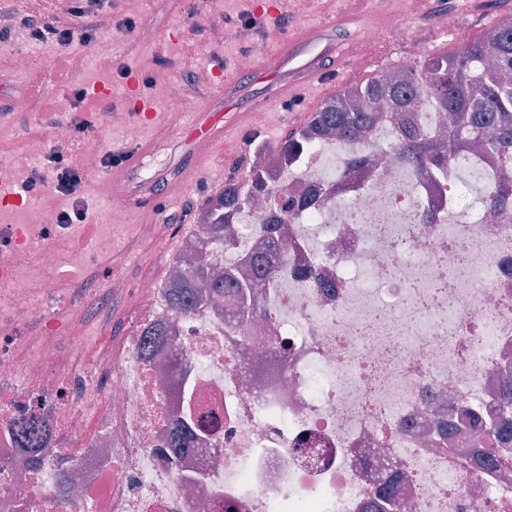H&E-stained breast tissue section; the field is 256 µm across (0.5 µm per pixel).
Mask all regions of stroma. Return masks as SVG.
Returning a JSON list of instances; mask_svg holds the SVG:
<instances>
[{"instance_id": "1", "label": "stroma", "mask_w": 512, "mask_h": 512, "mask_svg": "<svg viewBox=\"0 0 512 512\" xmlns=\"http://www.w3.org/2000/svg\"><path fill=\"white\" fill-rule=\"evenodd\" d=\"M105 25L96 34L91 45L77 43L64 47L50 40L43 43L29 41L23 29H15L12 37L0 38V94L15 95L28 92L31 84L41 83L39 94L44 111L14 112L0 117V162L11 171L29 178L37 161L27 154L30 140H41L45 148L56 145L55 120L58 114L70 118H84L82 106L77 105L75 90L84 89L97 94L100 110L112 115V137L96 143L95 129H87L72 144L69 152L81 155L88 145L98 151H119L125 148L122 130L135 109V100H142L153 114L141 125V141L151 143L152 152L143 168L130 176L134 193L159 195L161 206L153 212L128 211L121 228L112 232V251L96 260V267H110L127 282H135L144 263L163 267L171 252L157 246L153 227L174 224L190 228L195 214L210 194L223 190V182L213 180L214 170L227 176H241L242 163L256 142L276 145L288 132L301 126L311 111L325 98L323 89L309 86L302 95L286 101H273L268 87L253 85L248 73L237 66L239 57L251 53L255 44L265 51L275 50L296 30L318 24L342 8V0H315L313 10L306 14H291L284 25L276 20L285 12L284 0H142L137 11H129L125 0H102ZM370 18L407 21L416 38L428 44L431 53L444 54L463 40L478 34L482 28L501 17L512 14V0H430L425 15H416L412 0H370ZM258 12V20L267 28L266 39L241 29L244 12ZM459 16L457 34L444 33L441 18L448 12ZM286 13V12H285ZM219 17L223 20L222 41H214L209 25H200V17ZM133 21L134 31H126V21ZM152 25L156 39L142 43L138 30ZM31 58L28 69L15 71L11 61L17 53ZM364 66L344 67L338 76L339 85L355 83L382 68L397 64L403 49L387 41L360 48ZM196 70L210 77L206 99L208 111L198 116L199 122L234 120V113L226 112L224 98L218 88L226 81L239 79L244 84L242 100L251 104L272 103L267 126L260 139H245L242 146L228 147L208 156H198L191 132L175 133L181 123L180 113L171 110L167 96L172 86L181 85L185 71ZM75 296L82 299L89 318L99 322L108 332L122 329L118 303L108 295L75 282Z\"/></svg>"}]
</instances>
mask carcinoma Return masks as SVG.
Segmentation results:
<instances>
[{
  "mask_svg": "<svg viewBox=\"0 0 512 512\" xmlns=\"http://www.w3.org/2000/svg\"><path fill=\"white\" fill-rule=\"evenodd\" d=\"M423 111L453 114L455 122L445 138L448 148L467 142L473 149L499 155L504 167L512 165V15L446 54L425 57L403 84L396 82L389 66L338 90L307 122L288 133L279 149L288 157L312 154L332 135L347 147L364 140L384 112ZM397 153L411 170L435 167L441 174L447 173L444 155L415 127L403 130ZM261 194L273 196L257 171L245 172L242 179L227 183L223 191L208 199L212 203L210 223L218 230L223 228L228 219L225 211L236 205L248 207ZM253 266L255 273L267 280L282 273L279 267L267 264L261 250L256 252ZM178 278V295L171 303L177 314L190 312L206 297L222 295L230 288L241 292L250 286L247 276L231 271L214 273L203 264L183 269ZM13 430L20 448H34L40 440L41 427L34 417L15 421Z\"/></svg>",
  "mask_w": 512,
  "mask_h": 512,
  "instance_id": "obj_1",
  "label": "carcinoma"
}]
</instances>
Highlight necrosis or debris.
Masks as SVG:
<instances>
[{
	"label": "necrosis or debris",
	"mask_w": 512,
	"mask_h": 512,
	"mask_svg": "<svg viewBox=\"0 0 512 512\" xmlns=\"http://www.w3.org/2000/svg\"><path fill=\"white\" fill-rule=\"evenodd\" d=\"M365 39L405 47L401 77L429 53L405 22ZM394 130L361 142L381 164L354 189L322 156L254 153L268 186L309 191L316 218L289 224L284 273L256 280L246 315L210 301L179 316L167 298L182 259L242 263L279 220L268 204L231 219L236 253L198 223L161 274L130 284L102 269L99 286L129 305L119 337L65 290L111 251L124 195L101 182L103 226L46 205L1 224L0 512H512V457L481 463L483 424L512 422V171L463 144L447 175L408 170ZM462 158L505 200L501 218L451 223ZM26 415L48 432L32 454L10 428ZM181 420L209 430L177 453Z\"/></svg>",
	"instance_id": "obj_1"
}]
</instances>
